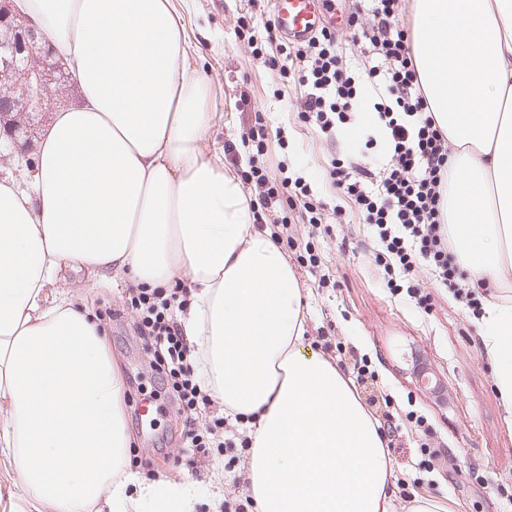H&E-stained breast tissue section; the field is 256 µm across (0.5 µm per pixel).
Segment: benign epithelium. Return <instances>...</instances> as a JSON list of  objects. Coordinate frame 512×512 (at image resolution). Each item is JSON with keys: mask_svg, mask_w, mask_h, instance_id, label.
Segmentation results:
<instances>
[{"mask_svg": "<svg viewBox=\"0 0 512 512\" xmlns=\"http://www.w3.org/2000/svg\"><path fill=\"white\" fill-rule=\"evenodd\" d=\"M0 26L7 32L0 38V132L12 139L21 133L29 144L46 127L42 113L64 101L70 73L39 44L13 0H0Z\"/></svg>", "mask_w": 512, "mask_h": 512, "instance_id": "benign-epithelium-1", "label": "benign epithelium"}]
</instances>
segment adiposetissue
Listing matches in <instances>:
<instances>
[{
    "label": "adipose tissue",
    "mask_w": 512,
    "mask_h": 512,
    "mask_svg": "<svg viewBox=\"0 0 512 512\" xmlns=\"http://www.w3.org/2000/svg\"><path fill=\"white\" fill-rule=\"evenodd\" d=\"M70 62L32 193L0 181V512H188L193 491L123 475L124 381L67 271L188 283L179 314L208 388L250 436L253 512H394L386 437L305 342L298 275L207 151L218 114L176 0H17ZM411 52L448 137V232L485 290L486 355L512 414V0H411Z\"/></svg>",
    "instance_id": "ef3b65f1"
}]
</instances>
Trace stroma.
<instances>
[{"mask_svg": "<svg viewBox=\"0 0 512 512\" xmlns=\"http://www.w3.org/2000/svg\"><path fill=\"white\" fill-rule=\"evenodd\" d=\"M323 18L337 17L336 35L353 62L367 57L354 47L344 20L352 13L369 18L360 0H328ZM274 22L269 0H192L186 20L192 67L212 88L221 118L213 130L225 165L248 170L253 151L241 148L244 133L263 113L269 129L284 128L289 177L322 188L324 158L356 157L353 138L330 144L319 139L307 120L299 118L300 94L273 91L280 78L265 49L266 29ZM321 224L302 222L290 212L283 252L294 264L303 298L309 305L308 341L335 362L344 374L354 364L370 373L368 385L389 400L387 411H375L388 437L396 488L395 512L409 500L430 497L456 500L461 512H512V420L502 408L496 369L485 356L482 319L465 302L438 287L426 272L386 287L378 276L379 246L365 224H348L334 214L339 196H326ZM312 252L313 261L297 258ZM74 297L99 322L108 349L124 379L123 403L131 445L126 468L144 482L167 481L197 491L194 512H213L216 502L245 500L242 470L249 451L242 448L248 433L231 421L216 401L199 409L200 427L212 428V446L186 456L180 438L183 417L168 397L152 352L134 331L135 311L126 307L131 283L95 286L81 273L70 274ZM416 285L430 297L428 310L416 307L407 294ZM423 359L443 390L421 386L414 368ZM439 462L427 467L428 451Z\"/></svg>", "mask_w": 512, "mask_h": 512, "instance_id": "stroma-1", "label": "stroma"}]
</instances>
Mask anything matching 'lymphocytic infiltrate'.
<instances>
[{
  "label": "lymphocytic infiltrate",
  "mask_w": 512,
  "mask_h": 512,
  "mask_svg": "<svg viewBox=\"0 0 512 512\" xmlns=\"http://www.w3.org/2000/svg\"><path fill=\"white\" fill-rule=\"evenodd\" d=\"M401 8V0H371V29L352 25V42L367 45L372 54L373 62L364 73L353 74L346 66L335 31L327 28L294 45L279 73L302 88V113L327 139L357 128L364 146L385 142L393 158L389 167H347L332 159L327 173L359 222L375 227L386 282L396 281L398 273L412 275L424 269L441 287L453 290L459 286L458 267L444 216L448 141L419 84ZM248 177L259 189L261 209L296 203L308 223H320L324 204L305 180H279L263 166L251 167ZM129 302L139 314L137 336L145 347L161 352L156 368L164 373L185 415V447H206L191 413L207 403L209 393L173 317L186 298L175 288L137 287L130 289Z\"/></svg>",
  "instance_id": "obj_1"
}]
</instances>
